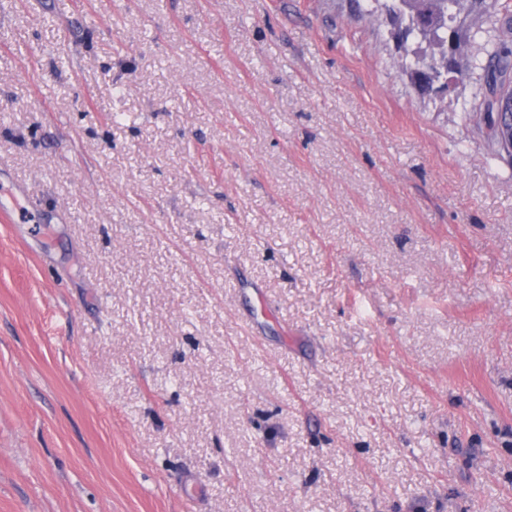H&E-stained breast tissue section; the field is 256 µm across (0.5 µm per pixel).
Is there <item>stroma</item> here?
Wrapping results in <instances>:
<instances>
[{
  "label": "stroma",
  "mask_w": 512,
  "mask_h": 512,
  "mask_svg": "<svg viewBox=\"0 0 512 512\" xmlns=\"http://www.w3.org/2000/svg\"><path fill=\"white\" fill-rule=\"evenodd\" d=\"M365 0H0V512H512V159Z\"/></svg>",
  "instance_id": "1"
}]
</instances>
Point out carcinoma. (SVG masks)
Instances as JSON below:
<instances>
[{"mask_svg":"<svg viewBox=\"0 0 512 512\" xmlns=\"http://www.w3.org/2000/svg\"><path fill=\"white\" fill-rule=\"evenodd\" d=\"M392 24L398 25L397 38L405 56V69L414 72L425 62L412 49L409 41H426L438 51L448 45V38L456 40L465 59L463 69L448 75L426 72L419 79V87H430L435 80L453 78L464 80L472 70H481L484 85L478 111L483 114L485 136L489 147L498 157H512V145L504 142L498 133L500 121L495 115L494 104L502 94L512 95V15L498 8V0H387ZM481 14L500 24L501 33L494 37L477 39V35L459 33L462 20Z\"/></svg>","mask_w":512,"mask_h":512,"instance_id":"1","label":"carcinoma"}]
</instances>
